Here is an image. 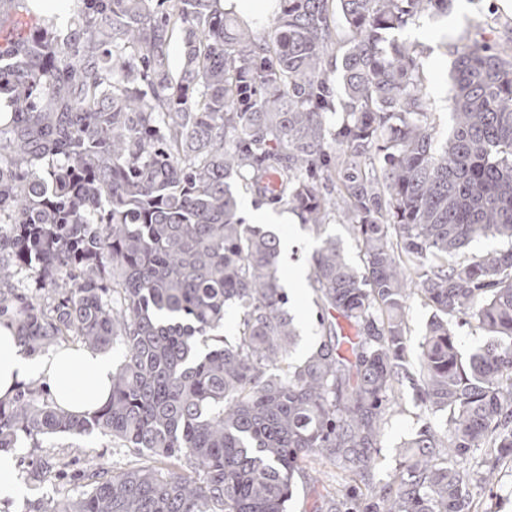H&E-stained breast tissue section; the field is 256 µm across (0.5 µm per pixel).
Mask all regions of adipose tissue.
I'll use <instances>...</instances> for the list:
<instances>
[{
    "mask_svg": "<svg viewBox=\"0 0 512 512\" xmlns=\"http://www.w3.org/2000/svg\"><path fill=\"white\" fill-rule=\"evenodd\" d=\"M112 366L111 356L87 349L60 348L45 355L25 354L13 327L0 323V397L13 395L32 379L43 378L64 408L93 411L109 397Z\"/></svg>",
    "mask_w": 512,
    "mask_h": 512,
    "instance_id": "adipose-tissue-1",
    "label": "adipose tissue"
}]
</instances>
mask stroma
<instances>
[{"label": "stroma", "mask_w": 512, "mask_h": 512, "mask_svg": "<svg viewBox=\"0 0 512 512\" xmlns=\"http://www.w3.org/2000/svg\"><path fill=\"white\" fill-rule=\"evenodd\" d=\"M509 21H512V0H454L447 16L435 20L420 18L402 32V39L421 45L424 51L425 87L430 98V120L437 139H444L451 126L448 109L451 49L467 45L475 38L489 36L491 28ZM272 210L288 217L287 223L274 225L273 230L280 239L290 243L283 255L282 269L285 277L295 278L297 283L296 288L288 292L289 312L300 328L297 352L303 355L318 341V308L305 278L308 259L316 242L286 205H273ZM421 425L417 398L410 386H403L400 406L385 426L382 446L375 455L369 480H345L335 468L317 460L309 461L304 478L295 482L296 490L289 512H312L314 499L309 484L314 476L319 477L328 489L355 491L362 501L381 493L390 474L399 465V447ZM16 450L19 476H26L32 463L45 454L60 459L61 470L41 486H27L23 501L0 500V512H25L27 501L38 498L70 499L78 496L85 490L80 475L88 462H97L116 472L142 462L140 455L127 448L113 447L110 436L97 432L78 437H44L37 443L21 434L16 440ZM472 498L475 512H512V461L503 463L494 485L473 488Z\"/></svg>", "instance_id": "stroma-1"}]
</instances>
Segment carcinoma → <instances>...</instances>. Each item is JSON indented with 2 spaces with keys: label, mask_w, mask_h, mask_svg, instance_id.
<instances>
[{
  "label": "carcinoma",
  "mask_w": 512,
  "mask_h": 512,
  "mask_svg": "<svg viewBox=\"0 0 512 512\" xmlns=\"http://www.w3.org/2000/svg\"><path fill=\"white\" fill-rule=\"evenodd\" d=\"M450 2L280 0L265 25L221 0H71L60 37L0 0L32 18L0 50V318L30 354L121 350L93 412L40 383L0 398V450L97 430L153 460L94 467L79 498L25 512H288L310 457L369 475L405 381L424 424L365 512H472L471 488L512 461V247L457 256L512 241V26L452 51L438 145L422 52L398 33ZM234 178L319 239L321 336L301 361L280 239L237 218ZM336 215L360 266L325 234ZM415 297L433 317L411 370ZM455 319L490 343L462 355ZM508 244L506 241L498 237H486L481 238L478 241H474L463 248L459 254L461 261H471L480 255H486L488 253L499 252L506 249Z\"/></svg>",
  "instance_id": "carcinoma-1"
}]
</instances>
